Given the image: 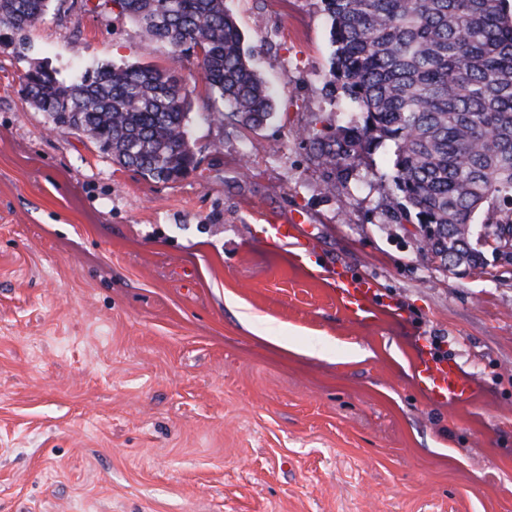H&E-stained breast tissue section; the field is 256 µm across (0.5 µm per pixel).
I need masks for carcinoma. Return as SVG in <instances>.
I'll list each match as a JSON object with an SVG mask.
<instances>
[{"mask_svg": "<svg viewBox=\"0 0 512 512\" xmlns=\"http://www.w3.org/2000/svg\"><path fill=\"white\" fill-rule=\"evenodd\" d=\"M50 0H0V28L25 45ZM155 40L195 53L208 88L224 103L210 113L252 128L275 99L253 68L224 0H116ZM331 21L329 85L359 115L311 138L314 158L349 177L381 143L395 145V224H428L425 250L448 269L485 273L469 239L475 217L512 245V5L509 0H322ZM25 98L54 128L82 133L123 168L157 182L195 168L188 124L192 91L173 71L102 64L65 83L43 67L25 76Z\"/></svg>", "mask_w": 512, "mask_h": 512, "instance_id": "obj_1", "label": "carcinoma"}]
</instances>
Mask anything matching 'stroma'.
<instances>
[{
  "label": "stroma",
  "instance_id": "35a3bbf8",
  "mask_svg": "<svg viewBox=\"0 0 512 512\" xmlns=\"http://www.w3.org/2000/svg\"><path fill=\"white\" fill-rule=\"evenodd\" d=\"M276 92L252 129L116 0H50L0 43V512H512V262L443 271L389 223L394 146L327 189L321 0H225ZM175 69L198 161L144 179L21 93L38 64ZM297 223L303 256L264 243ZM374 285L354 318L324 270ZM281 333L285 346L267 341ZM479 385L440 402L419 351ZM260 239L267 244L276 245L297 239V236L293 225L268 221V224H263L261 227Z\"/></svg>",
  "mask_w": 512,
  "mask_h": 512
}]
</instances>
